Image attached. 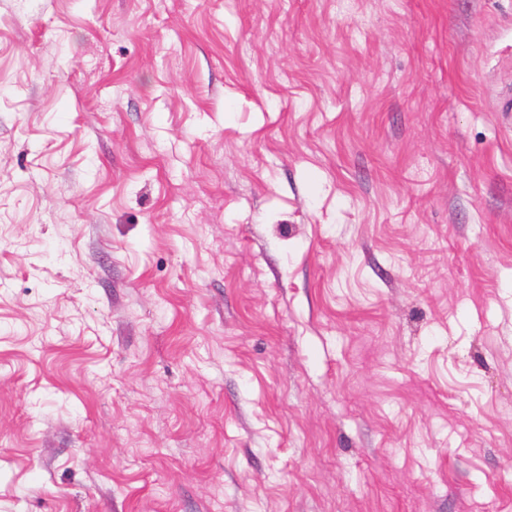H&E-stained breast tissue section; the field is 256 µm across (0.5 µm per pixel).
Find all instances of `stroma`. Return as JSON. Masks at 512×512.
I'll list each match as a JSON object with an SVG mask.
<instances>
[{"mask_svg": "<svg viewBox=\"0 0 512 512\" xmlns=\"http://www.w3.org/2000/svg\"><path fill=\"white\" fill-rule=\"evenodd\" d=\"M512 0H0V512H512Z\"/></svg>", "mask_w": 512, "mask_h": 512, "instance_id": "35a3bbf8", "label": "stroma"}]
</instances>
